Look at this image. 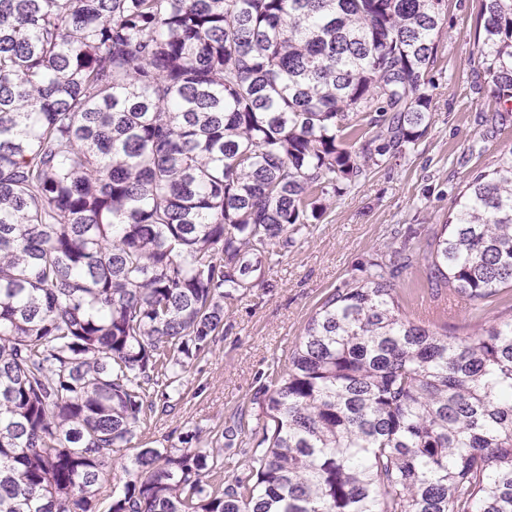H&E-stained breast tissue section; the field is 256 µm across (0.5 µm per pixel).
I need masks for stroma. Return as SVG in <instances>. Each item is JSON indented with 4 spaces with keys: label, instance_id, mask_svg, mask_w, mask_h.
<instances>
[{
    "label": "stroma",
    "instance_id": "stroma-1",
    "mask_svg": "<svg viewBox=\"0 0 512 512\" xmlns=\"http://www.w3.org/2000/svg\"><path fill=\"white\" fill-rule=\"evenodd\" d=\"M480 0H446L435 65L431 124L404 154L383 157L365 176L328 202L319 223L254 276L253 286L224 305V331L208 352L189 360L180 394L166 413L148 418L130 447L109 463L112 484L133 480L139 447L181 448L187 434L201 441L236 431L237 447L254 443L253 399L272 368H286L304 325L326 295L358 277L361 262L410 247L413 258L394 284L408 310L446 305L443 322L452 336L491 324L494 313L471 310L448 293L431 295L424 254L448 218L468 179L512 149V112L484 86L477 53Z\"/></svg>",
    "mask_w": 512,
    "mask_h": 512
}]
</instances>
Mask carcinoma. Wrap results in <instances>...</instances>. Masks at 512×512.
<instances>
[{
    "label": "carcinoma",
    "instance_id": "obj_1",
    "mask_svg": "<svg viewBox=\"0 0 512 512\" xmlns=\"http://www.w3.org/2000/svg\"><path fill=\"white\" fill-rule=\"evenodd\" d=\"M441 0H0V512H98L272 246L430 125ZM477 49L512 101V0ZM375 129L364 138L363 122ZM429 281L498 317H412L362 266L224 448H142L108 512H512V150L466 184Z\"/></svg>",
    "mask_w": 512,
    "mask_h": 512
}]
</instances>
